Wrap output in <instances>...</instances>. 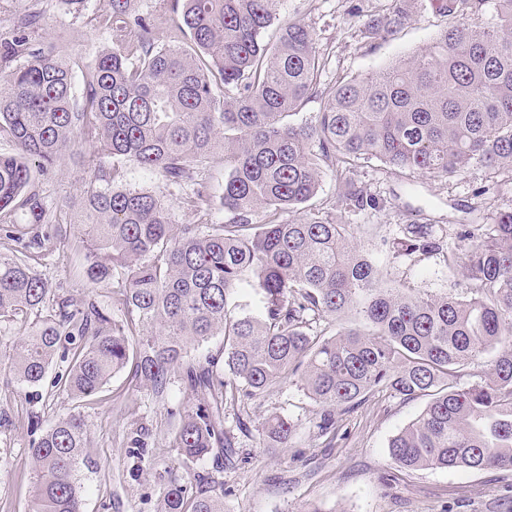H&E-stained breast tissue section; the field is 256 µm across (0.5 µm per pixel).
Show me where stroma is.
Returning <instances> with one entry per match:
<instances>
[{
	"instance_id": "obj_1",
	"label": "stroma",
	"mask_w": 512,
	"mask_h": 512,
	"mask_svg": "<svg viewBox=\"0 0 512 512\" xmlns=\"http://www.w3.org/2000/svg\"><path fill=\"white\" fill-rule=\"evenodd\" d=\"M384 0H281L280 20H301L313 27L317 47L327 59L323 84L340 76L377 70L411 56L435 38L444 20L433 0H416L412 19L385 40L366 37L367 15L383 13ZM110 9L109 0H87L83 14L72 12L68 0H0V38L12 37L25 15H41L35 40L55 46L73 72V93L82 98L85 68L98 52L112 47V30L93 26L89 18ZM354 178L364 192L379 199L378 209L336 208L338 184L325 175L308 209L349 225L358 246L384 278L432 294L461 293L466 282L441 256H406L392 244L405 224H431L448 235L449 248H465L462 225L487 230L497 210L512 208V173L471 169L457 176L394 171L374 158L359 159ZM87 172L84 150L67 153L53 170L35 173L33 184L53 203L79 198ZM124 184L162 197L173 219L190 224L194 213L178 189L159 175L130 165ZM53 289L73 301L94 299L112 308L109 288H85L69 246L60 244L37 267ZM18 329L0 323V512H28L34 469L28 454L33 434L29 417L41 428L78 414L88 425V467L80 471L83 512H159L169 481L188 478L176 449L166 442L184 408L197 397L181 381L164 394L138 390L127 373L116 374L103 392L79 402L50 383L19 385L8 367ZM426 398L401 400L388 393L367 396L336 416V438L326 442L314 429L322 408L293 379H285L252 400L248 430L236 435V454L224 466L207 461L206 471L224 482V512H307L319 505L326 512H512V471L404 470L388 453V441L415 419ZM296 424L290 448L263 447L258 429L272 412ZM140 425L144 459L129 455L130 431Z\"/></svg>"
}]
</instances>
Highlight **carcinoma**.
Instances as JSON below:
<instances>
[{
    "label": "carcinoma",
    "instance_id": "1",
    "mask_svg": "<svg viewBox=\"0 0 512 512\" xmlns=\"http://www.w3.org/2000/svg\"><path fill=\"white\" fill-rule=\"evenodd\" d=\"M279 2L171 0L188 50L175 38L158 43L152 25L133 19L134 0H110L98 23L116 43L88 65L80 102L54 47L25 34L0 39V61L17 62L0 75V140L14 146L0 154V231L28 241L25 252L0 254V323L22 329L9 370L38 386L58 357L66 369L52 386L75 400L127 367L134 387L154 394L183 380L204 397L169 441L185 465L232 454L225 406L243 407L288 375L324 408L322 436L336 435L333 410L368 393L428 396L388 443L399 467L512 470V208L486 233L464 230L470 244L459 254L431 224H406L394 242L458 266L463 296L386 284L347 224L310 211L281 219L315 196L326 169L341 187L336 207L376 208L352 178L363 156L442 176L512 172V0H438L446 22L430 46L326 87L314 29L275 25ZM414 4L388 0L364 22L370 38L394 35ZM489 9L491 23H470ZM319 96L310 120L291 121ZM79 145L89 178L73 203L83 233L75 251L89 287L112 289L119 319L92 300L51 296L35 270L66 211L31 189L34 169ZM217 153L219 196L201 175ZM127 164L190 187L184 204L197 221L177 225L160 197L123 185ZM218 207L228 220H212ZM352 315L368 330L347 325ZM317 317L340 322L336 335L313 330ZM215 336L217 353L191 357ZM480 362L477 381L454 384ZM295 431L276 412L261 436L267 448H288ZM88 440L78 414L32 440L29 512H81ZM161 512H224V483L200 472L175 479Z\"/></svg>",
    "mask_w": 512,
    "mask_h": 512
}]
</instances>
